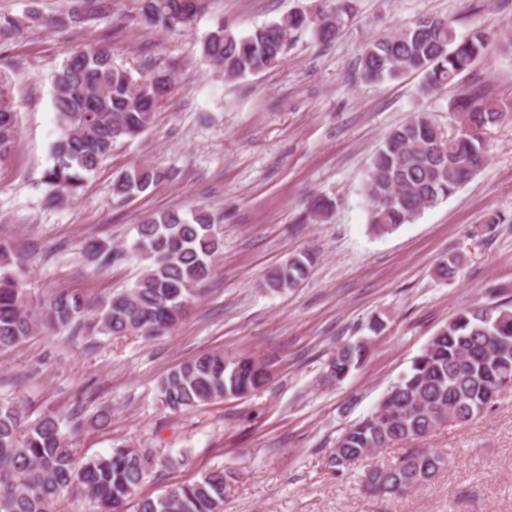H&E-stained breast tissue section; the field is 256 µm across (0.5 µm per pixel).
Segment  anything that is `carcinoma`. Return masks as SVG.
<instances>
[{
    "instance_id": "cac0c4a2",
    "label": "carcinoma",
    "mask_w": 512,
    "mask_h": 512,
    "mask_svg": "<svg viewBox=\"0 0 512 512\" xmlns=\"http://www.w3.org/2000/svg\"><path fill=\"white\" fill-rule=\"evenodd\" d=\"M144 23L166 30L190 29L206 12L208 0H139ZM352 0H330L314 12H290L242 35L219 23L202 41V56L227 78L263 72L283 59L292 39L312 29L331 41L352 11ZM495 38L476 26L457 36L448 19L422 15L392 34L369 42L361 55L362 74L373 81L422 74L419 94L431 96L489 54ZM54 109L60 137L53 164L44 172L51 200L76 193L118 143L149 130L157 108L172 90L162 71L134 77L112 59L106 46L71 55L55 76ZM505 118L502 109L479 93L451 105L452 131L429 112H414L393 129L371 161L365 184L368 224L377 235L414 222L428 208L453 196L488 160L485 135ZM16 136L15 116L0 98V160L9 156ZM165 173L138 165L120 173L113 191L121 197L144 192ZM334 208L315 198L303 221L321 223ZM224 237L209 212L171 209L148 216L136 227L132 253L146 262L134 286L95 305L84 296L59 290L29 306L26 283L16 272L11 246L0 241V351L24 344L38 329H77L91 319L105 334L137 332L146 339L171 333L200 286L214 273L213 258ZM89 252L101 265L116 259L112 246L93 241ZM309 253L292 255L270 270L262 287L279 293L298 287L313 266ZM461 257L439 261L437 275L452 278ZM366 357L365 345L343 346L327 364V379L339 381ZM269 381L264 364L250 356L208 353L162 376L157 385L161 407L192 410L227 397L247 396ZM512 390V306L476 304L442 326L410 370L382 397L371 413L336 438L328 467L341 474L379 448L405 446L397 462L375 465L363 486L377 497H399L434 480L448 456L415 443L450 423L467 424L484 414L501 391ZM84 428L80 410L65 418L29 419L23 405L0 403V512H52L69 489L94 504V512H223L224 497L236 481L231 470H214L157 497H142L128 508L153 463L151 450L126 443L76 462L69 436Z\"/></svg>"
}]
</instances>
